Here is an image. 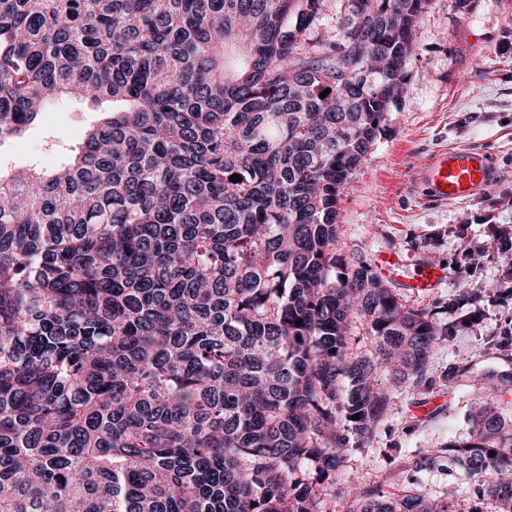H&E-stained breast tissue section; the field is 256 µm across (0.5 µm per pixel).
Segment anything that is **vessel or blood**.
Wrapping results in <instances>:
<instances>
[{
	"mask_svg": "<svg viewBox=\"0 0 512 512\" xmlns=\"http://www.w3.org/2000/svg\"><path fill=\"white\" fill-rule=\"evenodd\" d=\"M494 174L495 165L487 152L465 148L439 152L417 171L416 178L431 200L464 203L488 188ZM376 265L383 275L398 279L403 288L417 294L432 292L448 279L443 265L422 261L409 270L394 253L379 255Z\"/></svg>",
	"mask_w": 512,
	"mask_h": 512,
	"instance_id": "b4317fda",
	"label": "vessel or blood"
}]
</instances>
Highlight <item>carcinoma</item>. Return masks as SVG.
Segmentation results:
<instances>
[{"instance_id":"carcinoma-1","label":"carcinoma","mask_w":512,"mask_h":512,"mask_svg":"<svg viewBox=\"0 0 512 512\" xmlns=\"http://www.w3.org/2000/svg\"><path fill=\"white\" fill-rule=\"evenodd\" d=\"M429 2L342 0L330 41L326 0H0V146L112 103L0 170V512H452L345 473L448 340L337 248ZM448 462L512 512L479 393ZM104 116L99 110H90L79 102L65 99L54 101L24 135L2 147L0 166L21 168L37 163L45 168L59 167L65 159L60 154L46 150V141L53 135L71 142L80 141L86 131Z\"/></svg>"}]
</instances>
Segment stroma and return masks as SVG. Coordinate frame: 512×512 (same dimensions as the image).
<instances>
[{
    "mask_svg": "<svg viewBox=\"0 0 512 512\" xmlns=\"http://www.w3.org/2000/svg\"><path fill=\"white\" fill-rule=\"evenodd\" d=\"M102 118L75 101L52 102L24 135L0 147V165L58 167L63 157L45 148L51 136L80 141ZM470 146L493 157L492 185L462 204L426 201L414 172L437 152ZM337 223L338 247L348 259L372 262L396 252L411 265L431 261L448 269L434 292L402 293L407 306L442 308L448 325L447 343L430 360L431 389L401 386L375 436L347 454L346 469L385 492L448 500L454 512H468L473 481L445 463L416 473L412 462L467 441L474 388L485 389L512 428V402L501 403L488 388L492 381L512 388V335L500 333L512 319V296L499 295L512 260L492 243L493 227L512 226V0H468L463 8L432 0L416 27L404 91L353 188L343 193ZM473 310L479 320L461 326L459 316ZM459 366L471 369L472 382H453ZM433 395L444 396V406L416 418L413 408Z\"/></svg>",
    "mask_w": 512,
    "mask_h": 512,
    "instance_id": "obj_1",
    "label": "stroma"
}]
</instances>
